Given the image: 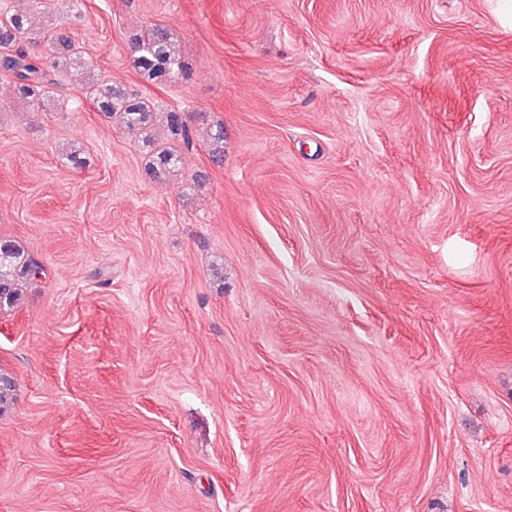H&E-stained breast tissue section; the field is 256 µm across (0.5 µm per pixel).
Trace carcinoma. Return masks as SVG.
<instances>
[{
    "mask_svg": "<svg viewBox=\"0 0 512 512\" xmlns=\"http://www.w3.org/2000/svg\"><path fill=\"white\" fill-rule=\"evenodd\" d=\"M32 34L31 16L25 11L0 8V75L12 80L16 95L22 100L41 101L49 96L53 84L44 63L31 58L24 43ZM57 54L54 69L80 68L84 65L80 47L54 30L43 36ZM133 67L141 83L147 86H172L186 77L189 66L183 59L172 33L163 25L152 26L135 39ZM81 91L109 120L143 137L149 147L145 163L148 177L168 180L182 168V157L175 148L158 142L151 135L155 123H161L170 135L190 143V130L184 113L176 110L154 112L149 102L136 93H128L110 80L94 79L81 84ZM209 155L212 161L224 160V125L211 130ZM44 274L42 265L24 248L9 239H0V312L21 303L23 286ZM14 399V383L0 377V412Z\"/></svg>",
    "mask_w": 512,
    "mask_h": 512,
    "instance_id": "cac0c4a2",
    "label": "carcinoma"
}]
</instances>
